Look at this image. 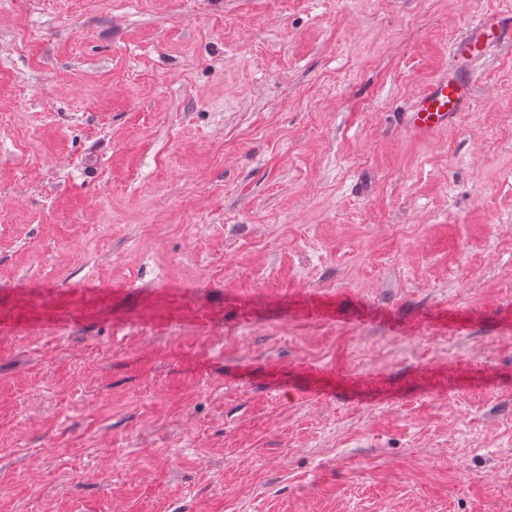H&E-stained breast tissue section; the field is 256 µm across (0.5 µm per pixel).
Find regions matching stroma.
<instances>
[{"label":"stroma","mask_w":512,"mask_h":512,"mask_svg":"<svg viewBox=\"0 0 512 512\" xmlns=\"http://www.w3.org/2000/svg\"><path fill=\"white\" fill-rule=\"evenodd\" d=\"M506 0H0V512H512ZM512 41V9L485 12L449 47L451 71L440 73L402 116L414 137L426 140L457 124L474 103V73L491 49Z\"/></svg>","instance_id":"35a3bbf8"}]
</instances>
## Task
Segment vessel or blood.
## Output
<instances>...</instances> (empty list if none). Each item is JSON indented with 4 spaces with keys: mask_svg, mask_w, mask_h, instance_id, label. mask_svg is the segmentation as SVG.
I'll use <instances>...</instances> for the list:
<instances>
[{
    "mask_svg": "<svg viewBox=\"0 0 512 512\" xmlns=\"http://www.w3.org/2000/svg\"><path fill=\"white\" fill-rule=\"evenodd\" d=\"M512 41V9L481 14L449 47L451 69L439 74L402 116L414 137L426 140L457 124L474 103V73L491 49Z\"/></svg>",
    "mask_w": 512,
    "mask_h": 512,
    "instance_id": "obj_1",
    "label": "vessel or blood"
}]
</instances>
